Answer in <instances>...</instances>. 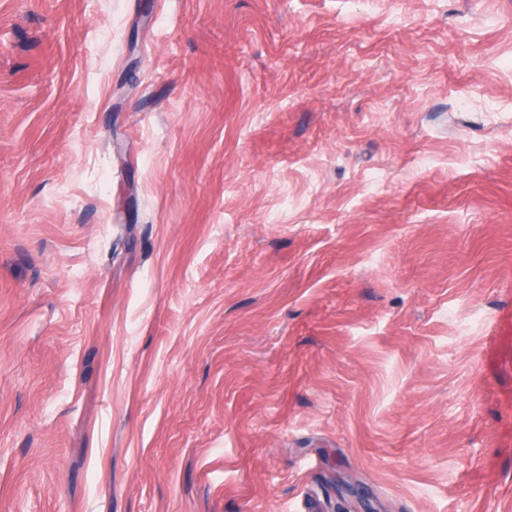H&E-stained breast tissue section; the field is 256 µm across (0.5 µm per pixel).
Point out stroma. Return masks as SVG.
Listing matches in <instances>:
<instances>
[{"instance_id": "stroma-1", "label": "stroma", "mask_w": 512, "mask_h": 512, "mask_svg": "<svg viewBox=\"0 0 512 512\" xmlns=\"http://www.w3.org/2000/svg\"><path fill=\"white\" fill-rule=\"evenodd\" d=\"M343 483L512 512V0H0V512Z\"/></svg>"}]
</instances>
